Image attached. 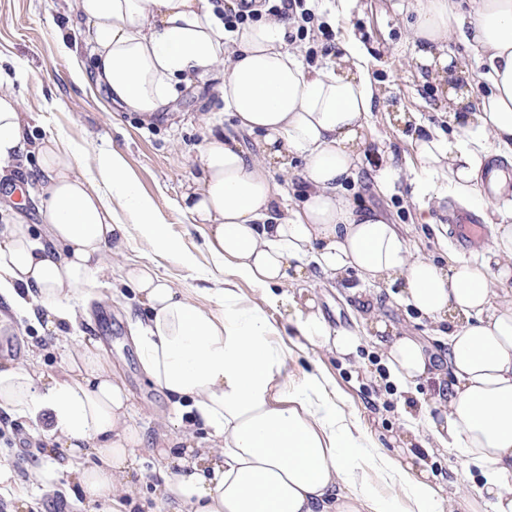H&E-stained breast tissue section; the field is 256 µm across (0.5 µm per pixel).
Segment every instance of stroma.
Masks as SVG:
<instances>
[{"instance_id": "35a3bbf8", "label": "stroma", "mask_w": 512, "mask_h": 512, "mask_svg": "<svg viewBox=\"0 0 512 512\" xmlns=\"http://www.w3.org/2000/svg\"><path fill=\"white\" fill-rule=\"evenodd\" d=\"M391 4L392 0H355L349 13L339 15L336 0H313L311 28L333 34L339 45L351 39L360 42L379 88L369 115L365 163L345 192L358 206L376 209L396 224L411 252L443 263L461 253L442 220L455 200L422 191L427 176L415 158L413 141L435 133L448 138L452 131L434 87L415 77L407 27ZM68 15L67 0H0V61L26 74L18 88L27 111L26 134L120 153L140 192L153 200L157 220L167 225L179 250L196 256L197 268L187 269L176 254L153 256L138 239L132 241L128 258L156 260L159 272L175 285L195 288L201 277L215 274L217 268L204 250L201 226L179 208L178 201L197 174L193 157L206 136L199 113H211L225 124L230 121L221 89L211 79L179 89L167 115L143 123L136 113L109 102L105 92L75 82V60L57 38ZM389 163L400 173L377 187L373 174ZM37 175L36 159L28 158L12 187L0 186V205L25 213L38 225L42 218L33 194ZM310 291L334 328L365 330L360 301L347 288L319 275L311 280ZM370 292L377 296L378 313L387 323L403 328L433 352L447 351V337L399 302L395 287L374 285ZM88 311L89 320L67 337L43 335L30 322L20 329H0V364L26 365L36 359L45 372L54 374L63 367L68 350L91 340L100 343L131 395L134 424L145 436L136 450L140 464L132 475L135 512H174L155 490L163 461L154 446L173 414L165 394L147 379L132 340L133 323L144 308L129 288L105 275L96 281ZM358 355V362L348 363L322 352L296 351L288 357L287 372L298 381L308 374L325 376L336 401L371 444L395 462L399 475L411 469L428 472L429 482L451 512H473V500L461 492L479 482L478 468L456 453L429 454L419 446L429 436L423 407L436 396V383L421 381L402 389L389 379L372 341H364ZM67 460V449L54 444L47 425L1 413L0 466L11 468L14 480L0 491V512H15L20 499L28 501L27 512H91L84 499L71 496L66 479L57 481L53 495L41 492L36 468L55 471Z\"/></svg>"}]
</instances>
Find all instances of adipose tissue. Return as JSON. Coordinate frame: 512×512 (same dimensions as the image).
Masks as SVG:
<instances>
[{
	"mask_svg": "<svg viewBox=\"0 0 512 512\" xmlns=\"http://www.w3.org/2000/svg\"><path fill=\"white\" fill-rule=\"evenodd\" d=\"M93 69L82 84L105 89L110 101L144 119L162 115L175 87L218 79L233 119L224 128L199 116L206 137L200 175L180 208L204 227L205 248L225 273L202 289L205 304L175 287L147 263L129 261L140 238L151 252L175 251L153 201L140 194L124 159L100 158L89 171L69 144L27 140L24 102L0 64V181L36 154L39 213L35 236L20 213H0V296L15 319L27 318L56 336L87 317L86 302L105 270L142 299L147 319L135 337L140 362L170 400L174 429L159 445L174 467L160 488L188 512H446L431 484L413 479L381 497L356 484L355 448L362 433L327 393L325 378L294 383L284 371L290 348L356 356L357 335L332 328L313 299L289 290L311 271L362 283L403 281L401 298L448 336L443 369L413 338L381 320L377 300L363 309L390 374L452 381L439 389L427 423L435 443L473 462L492 512H512V298L496 300L493 283L512 282V224L493 227V245L478 257L440 265L411 254L395 225L342 193L361 161L366 117L375 90L367 57L355 42L307 68L288 48L290 22L263 16L225 32L205 0H72ZM408 23L419 77L438 85L448 123L460 135L418 139L424 170L440 174L465 205L481 200L484 182L512 191V175L489 161H512V0H395ZM480 61L490 90L471 108L472 83L451 42ZM261 136V155L246 153L235 132ZM302 159L301 203L278 211L273 171ZM260 291L243 304L237 280ZM287 309L284 324L265 308ZM291 342H283V334ZM0 411L48 420L69 448L70 484L100 512H123L131 493L136 448L130 396L106 366L98 344L75 348L63 376L45 378L20 365L0 368ZM94 452L93 463L83 460Z\"/></svg>",
	"mask_w": 512,
	"mask_h": 512,
	"instance_id": "1",
	"label": "adipose tissue"
}]
</instances>
